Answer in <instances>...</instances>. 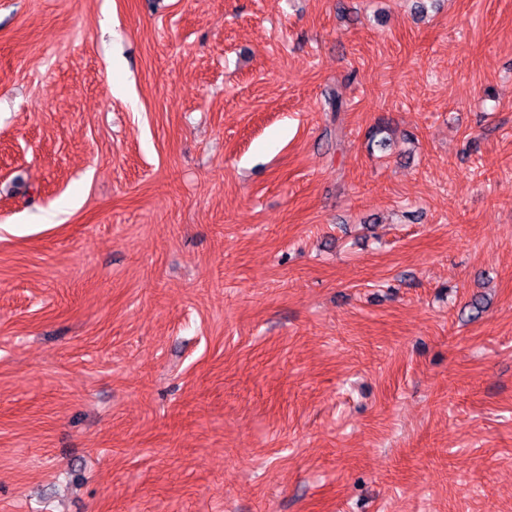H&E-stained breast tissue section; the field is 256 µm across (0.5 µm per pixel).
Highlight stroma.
I'll return each instance as SVG.
<instances>
[{"instance_id": "1", "label": "stroma", "mask_w": 512, "mask_h": 512, "mask_svg": "<svg viewBox=\"0 0 512 512\" xmlns=\"http://www.w3.org/2000/svg\"><path fill=\"white\" fill-rule=\"evenodd\" d=\"M413 3L0 0V512H512V0Z\"/></svg>"}]
</instances>
